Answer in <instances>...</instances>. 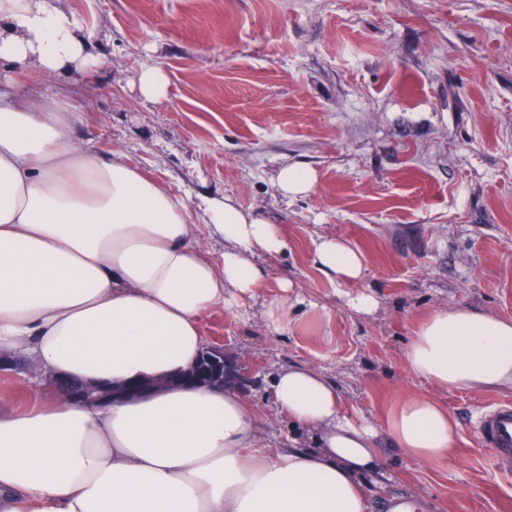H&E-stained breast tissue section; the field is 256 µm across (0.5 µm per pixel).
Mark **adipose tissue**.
Segmentation results:
<instances>
[{
    "instance_id": "ef3b65f1",
    "label": "adipose tissue",
    "mask_w": 512,
    "mask_h": 512,
    "mask_svg": "<svg viewBox=\"0 0 512 512\" xmlns=\"http://www.w3.org/2000/svg\"><path fill=\"white\" fill-rule=\"evenodd\" d=\"M53 73L89 61L86 41L50 0H0V59ZM76 110L0 93V351L48 376L125 383L189 369L201 320L258 298L260 260L284 253L277 224L230 200H203L224 241L200 249L187 205L131 164L81 149ZM314 266L349 285L365 257L318 238ZM409 370L446 389L512 391V318L440 307L413 328ZM275 403L309 448L267 450L231 389L172 387L100 406L48 393L0 409V512H430L415 493L373 505L362 487L383 444L410 459H448L460 427L427 396L404 398L384 428L346 413L310 366L273 380Z\"/></svg>"
}]
</instances>
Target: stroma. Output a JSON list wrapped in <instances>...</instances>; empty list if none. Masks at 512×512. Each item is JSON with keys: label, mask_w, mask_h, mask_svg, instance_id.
I'll return each mask as SVG.
<instances>
[{"label": "stroma", "mask_w": 512, "mask_h": 512, "mask_svg": "<svg viewBox=\"0 0 512 512\" xmlns=\"http://www.w3.org/2000/svg\"><path fill=\"white\" fill-rule=\"evenodd\" d=\"M88 43L91 66L47 74L0 60V92L82 114L81 147L157 180L201 221L205 197L281 225L288 249L264 259L267 296L294 284L287 334L263 300L210 312L208 343L249 372L240 393L261 448L312 445L277 411L271 378L307 365L345 411L383 425L410 395L460 425L446 461L382 452L372 500L414 492L432 512H512L476 425L511 391L442 389L411 373L417 321L440 306L512 318V0H54ZM163 68L167 97L144 101L140 71ZM317 176L289 198L277 172ZM339 235L365 257L350 286L314 267L313 243ZM365 291L375 314L350 309Z\"/></svg>", "instance_id": "35a3bbf8"}]
</instances>
